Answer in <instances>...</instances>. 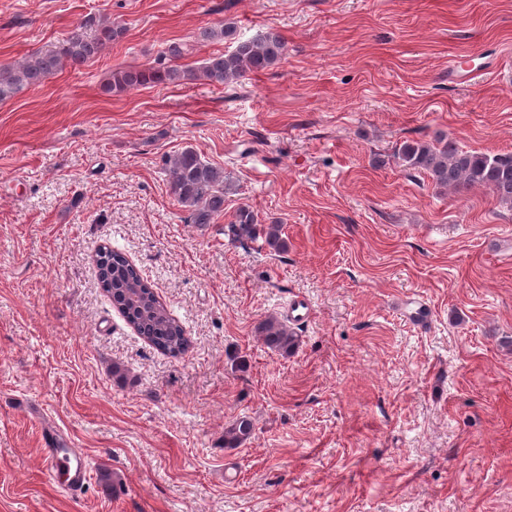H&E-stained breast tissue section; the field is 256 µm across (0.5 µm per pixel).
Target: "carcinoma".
Returning <instances> with one entry per match:
<instances>
[{"instance_id":"cac0c4a2","label":"carcinoma","mask_w":512,"mask_h":512,"mask_svg":"<svg viewBox=\"0 0 512 512\" xmlns=\"http://www.w3.org/2000/svg\"><path fill=\"white\" fill-rule=\"evenodd\" d=\"M122 35L114 23L102 20L94 34L84 26L73 27L62 44L45 52L33 53L15 64L0 67V101L13 97L32 86H39L65 65L81 66L95 58L107 45ZM199 36L203 40H229L235 44L227 54L212 55L197 66H183L178 60L187 54L181 44L167 48L155 65L112 71L106 90L121 93L139 87L205 80L227 84L247 73L264 71L279 63L287 46L281 36L268 32L258 38L243 40L231 25L206 27ZM401 166L428 177L440 189L462 192L484 188L492 192L500 205L512 208V152L486 153L464 150L446 137L435 142L404 141L394 153ZM170 190L177 202L190 215L194 224H212L224 214L227 181L219 167L187 147L165 162ZM236 239L257 241L274 252L287 249L280 225L260 224L252 211L241 207L227 225ZM98 280L122 310L138 335L156 349L177 356L184 353L189 340L182 324L154 294L138 270L126 256L104 246L100 249ZM258 336L270 350L291 353L298 339L288 326L270 318L257 327ZM254 425L247 416L235 419L224 429V446L236 448L249 440Z\"/></svg>"}]
</instances>
